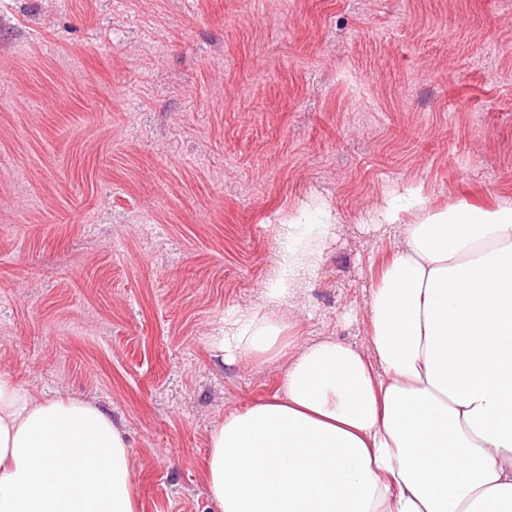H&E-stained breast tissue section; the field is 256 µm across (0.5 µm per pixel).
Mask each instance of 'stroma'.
<instances>
[{
    "instance_id": "obj_1",
    "label": "stroma",
    "mask_w": 512,
    "mask_h": 512,
    "mask_svg": "<svg viewBox=\"0 0 512 512\" xmlns=\"http://www.w3.org/2000/svg\"><path fill=\"white\" fill-rule=\"evenodd\" d=\"M417 188L512 205V0H0V373L110 410L139 512H211L210 431L278 391L210 338L281 224H335L284 323L362 348ZM411 207L420 211L426 209V201L419 189L410 190L407 196L397 198L394 202H390L381 215L383 224H396L399 220V213Z\"/></svg>"
}]
</instances>
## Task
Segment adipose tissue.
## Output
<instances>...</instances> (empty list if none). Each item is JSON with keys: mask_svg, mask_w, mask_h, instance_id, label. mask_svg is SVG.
<instances>
[{"mask_svg": "<svg viewBox=\"0 0 512 512\" xmlns=\"http://www.w3.org/2000/svg\"><path fill=\"white\" fill-rule=\"evenodd\" d=\"M401 245L372 285L366 348L285 335L329 224L283 225L261 316L234 310L211 347L285 359L269 400L209 434L213 512H512V205L388 204ZM132 450L109 412L37 399L0 374V512H136Z\"/></svg>", "mask_w": 512, "mask_h": 512, "instance_id": "ef3b65f1", "label": "adipose tissue"}]
</instances>
